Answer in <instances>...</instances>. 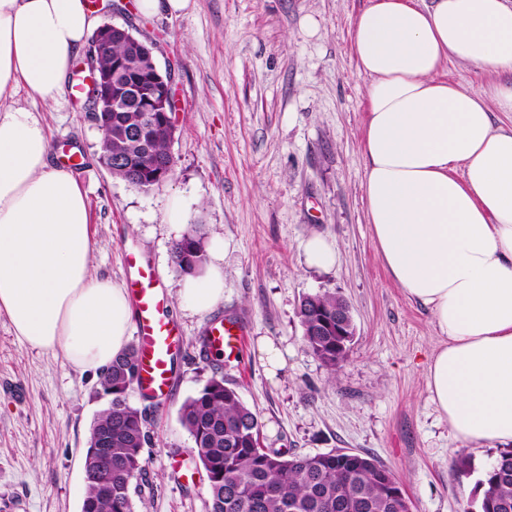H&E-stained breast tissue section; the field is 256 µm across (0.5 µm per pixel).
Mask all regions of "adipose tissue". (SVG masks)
I'll list each match as a JSON object with an SVG mask.
<instances>
[{
	"mask_svg": "<svg viewBox=\"0 0 512 512\" xmlns=\"http://www.w3.org/2000/svg\"><path fill=\"white\" fill-rule=\"evenodd\" d=\"M99 20L86 0H0V96L63 90ZM352 47L369 77L364 201L391 279L441 341L430 397L465 444L512 442V0H370ZM457 58L493 73L481 91L439 78ZM85 196L50 158L33 112L0 106V313L25 346L98 372L126 346V288L94 276ZM210 312L224 243L178 291Z\"/></svg>",
	"mask_w": 512,
	"mask_h": 512,
	"instance_id": "1",
	"label": "adipose tissue"
}]
</instances>
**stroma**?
I'll use <instances>...</instances> for the list:
<instances>
[{"instance_id": "1", "label": "stroma", "mask_w": 512, "mask_h": 512, "mask_svg": "<svg viewBox=\"0 0 512 512\" xmlns=\"http://www.w3.org/2000/svg\"><path fill=\"white\" fill-rule=\"evenodd\" d=\"M369 3L196 0L186 14L150 18L134 0H93L103 22L129 27L153 44L158 65H175V166L157 189L115 178L100 163L85 98L65 91L45 101L19 85L5 99L34 112L52 157L63 146L80 153L73 175L87 197L94 274L125 284L126 250L144 251L181 332L173 397L130 396L150 428L136 512H208L206 474L178 413L217 370L259 413L265 447L369 453L403 484L413 512H473L476 485L502 451L463 444L440 418L428 390L439 332L375 250L363 189L370 79L357 71L351 39ZM176 197L181 225L166 221ZM191 224L205 241L224 240V299L206 314L177 298L184 275L171 247ZM314 234L336 247L332 269L307 265L303 243ZM317 292L342 296L355 328L333 374L307 349L297 315L302 297ZM220 317L244 326L238 360H215L204 346ZM262 338L283 353L277 377L258 351ZM97 380L61 352L23 345L0 315V512H80L89 429L108 403Z\"/></svg>"}]
</instances>
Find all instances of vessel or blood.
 I'll return each instance as SVG.
<instances>
[{
	"mask_svg": "<svg viewBox=\"0 0 512 512\" xmlns=\"http://www.w3.org/2000/svg\"><path fill=\"white\" fill-rule=\"evenodd\" d=\"M127 285L135 303V335L140 353L137 388L159 401L171 395L172 362L181 345L180 331L168 315L162 285L153 273L145 254L127 258ZM213 348L225 357L238 355L244 330L234 320L220 321L210 331Z\"/></svg>",
	"mask_w": 512,
	"mask_h": 512,
	"instance_id": "b4317fda",
	"label": "vessel or blood"
}]
</instances>
